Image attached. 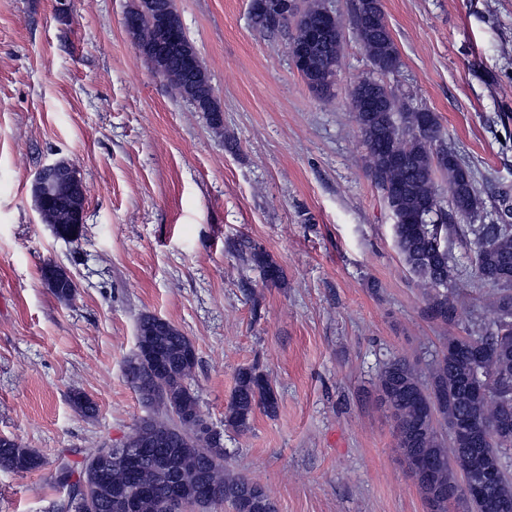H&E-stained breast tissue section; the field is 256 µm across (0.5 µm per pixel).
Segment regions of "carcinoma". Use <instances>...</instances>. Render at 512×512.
Masks as SVG:
<instances>
[{
    "label": "carcinoma",
    "instance_id": "cac0c4a2",
    "mask_svg": "<svg viewBox=\"0 0 512 512\" xmlns=\"http://www.w3.org/2000/svg\"><path fill=\"white\" fill-rule=\"evenodd\" d=\"M320 7L312 6L295 24L292 43L306 48L310 29L320 22ZM251 27L263 34L288 28L289 18L278 26L260 15H249ZM350 25L373 69L393 72L399 53L388 27ZM317 66H336L343 44V30L336 21L319 29ZM169 68L182 85L194 82L178 53L169 56ZM325 74L305 73L309 89L322 100L333 97L324 83ZM359 130L368 150V174L375 186L388 195L395 188V203L405 216H422L419 224L395 225L397 248L405 265L426 281V311L434 319L452 323L454 304L448 298V281L454 266L448 249L436 248L434 231L440 234H470L472 266L479 279L498 287L494 299L496 320L489 328L466 330L450 336L433 356L426 370L405 357L393 358L381 368L376 382L381 404L394 422L397 451L425 504L426 512H486V501L512 512V471L507 455L512 453V226L507 224H461L478 216L482 201L472 172L458 161L456 153L442 145L440 123L433 112L418 110L401 100L394 90L385 91L382 105L371 108L364 82L355 85L351 97ZM441 173L448 182V200L435 183ZM228 251L257 267L264 279L277 282L282 270L263 248L247 240H232ZM137 329L152 334L155 356L142 358L135 352L125 373L141 402L153 414L141 419L123 440L140 456L134 471L109 468L103 445L79 461L63 455L51 472V483L65 497L49 504L47 512H72L71 498L87 493L92 512H130L129 500L136 495L135 512H166L167 501L179 495L182 512H201L228 505L232 512H277L266 490L245 477L224 472L227 450L220 433L216 441L199 437L204 421L190 379L196 351L189 337L166 320L152 314L140 317ZM72 406L92 415L96 404L86 394L74 393ZM277 396L268 380L251 366L239 370L236 386L224 416L226 426L244 430L256 410L275 413ZM468 423L473 441H455L450 428ZM478 457L495 466L496 478L482 499L461 494V481L451 471L457 462ZM45 464L35 450L15 439L0 436V470L25 473Z\"/></svg>",
    "mask_w": 512,
    "mask_h": 512
}]
</instances>
